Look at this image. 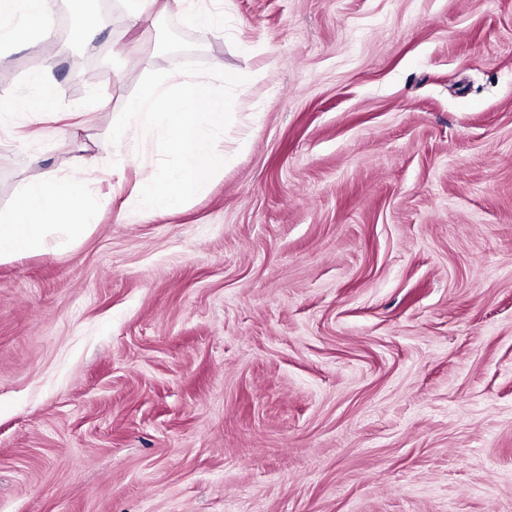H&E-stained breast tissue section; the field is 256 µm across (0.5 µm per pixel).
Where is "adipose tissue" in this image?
I'll use <instances>...</instances> for the list:
<instances>
[{
	"label": "adipose tissue",
	"mask_w": 512,
	"mask_h": 512,
	"mask_svg": "<svg viewBox=\"0 0 512 512\" xmlns=\"http://www.w3.org/2000/svg\"><path fill=\"white\" fill-rule=\"evenodd\" d=\"M51 0H0V53L34 36L49 37ZM78 174L58 179L43 174L23 185L19 203L0 212V263L17 254L45 249L51 236L70 237L92 227L94 211L82 204Z\"/></svg>",
	"instance_id": "1"
}]
</instances>
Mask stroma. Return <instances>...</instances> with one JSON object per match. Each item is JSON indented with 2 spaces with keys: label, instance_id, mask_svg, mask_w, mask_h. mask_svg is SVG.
I'll list each match as a JSON object with an SVG mask.
<instances>
[{
  "label": "stroma",
  "instance_id": "stroma-1",
  "mask_svg": "<svg viewBox=\"0 0 512 512\" xmlns=\"http://www.w3.org/2000/svg\"><path fill=\"white\" fill-rule=\"evenodd\" d=\"M222 7L0 57V211L80 167L97 214L0 264V512H512V0ZM185 61L246 78L233 162L144 219L109 134Z\"/></svg>",
  "mask_w": 512,
  "mask_h": 512
}]
</instances>
